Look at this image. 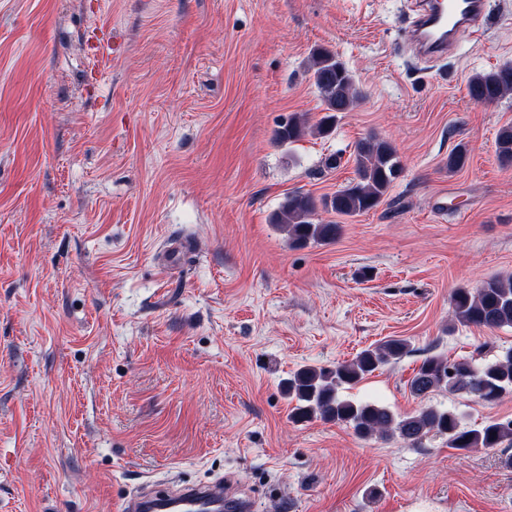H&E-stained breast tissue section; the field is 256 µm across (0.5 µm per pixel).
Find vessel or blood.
Segmentation results:
<instances>
[{
    "mask_svg": "<svg viewBox=\"0 0 512 512\" xmlns=\"http://www.w3.org/2000/svg\"><path fill=\"white\" fill-rule=\"evenodd\" d=\"M489 0H415V19L408 40L416 53L427 59L447 55L462 33L480 31ZM237 512H253L252 500L236 496L223 479L184 485L166 495L135 493L125 497L120 512H222L225 504Z\"/></svg>",
    "mask_w": 512,
    "mask_h": 512,
    "instance_id": "vessel-or-blood-1",
    "label": "vessel or blood"
}]
</instances>
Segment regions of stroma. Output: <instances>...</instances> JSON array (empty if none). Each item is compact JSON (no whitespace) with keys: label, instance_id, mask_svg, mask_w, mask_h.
<instances>
[{"label":"stroma","instance_id":"obj_1","mask_svg":"<svg viewBox=\"0 0 512 512\" xmlns=\"http://www.w3.org/2000/svg\"><path fill=\"white\" fill-rule=\"evenodd\" d=\"M410 0H0V512H117L143 485L218 477L260 512H512V445L470 452L294 422L285 383L391 336L342 397L463 425L511 417L406 383L430 354L489 362L512 326L451 323V296L512 276V0L480 37L412 58ZM112 43L97 67L92 44ZM334 53L362 98L329 135L309 72ZM310 129L290 145L292 116ZM387 140L401 176L335 240L295 245L288 195H332ZM467 166L446 167L457 144ZM334 168H326L327 158ZM469 97L478 104L497 103L512 93V63L500 64L472 75L467 82Z\"/></svg>","mask_w":512,"mask_h":512}]
</instances>
